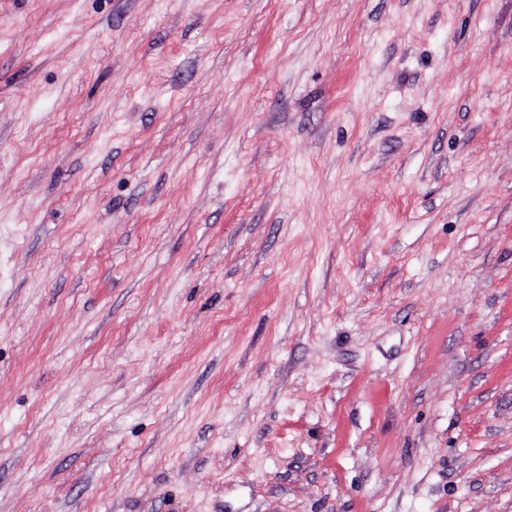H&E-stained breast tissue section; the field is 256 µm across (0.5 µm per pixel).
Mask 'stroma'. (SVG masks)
I'll list each match as a JSON object with an SVG mask.
<instances>
[{"label": "stroma", "mask_w": 512, "mask_h": 512, "mask_svg": "<svg viewBox=\"0 0 512 512\" xmlns=\"http://www.w3.org/2000/svg\"><path fill=\"white\" fill-rule=\"evenodd\" d=\"M0 512H512V0H0Z\"/></svg>", "instance_id": "35a3bbf8"}]
</instances>
